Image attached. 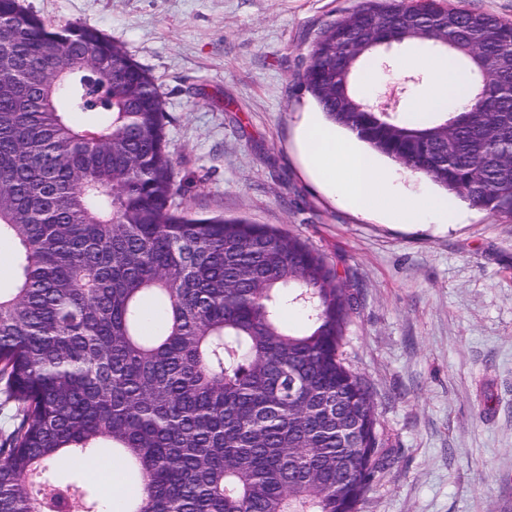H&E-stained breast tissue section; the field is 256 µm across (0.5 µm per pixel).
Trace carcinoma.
<instances>
[{"mask_svg": "<svg viewBox=\"0 0 512 512\" xmlns=\"http://www.w3.org/2000/svg\"><path fill=\"white\" fill-rule=\"evenodd\" d=\"M431 32L470 104L414 122L358 94L355 51ZM326 118L492 215L512 217V22L363 0L307 52ZM154 78L78 23L0 0V512H102L50 465L126 467V512H356L384 454L340 347L354 297L298 236L175 205ZM305 311L303 325L283 314ZM347 497H336V475ZM17 265V248L9 240L0 241V287L10 288V275ZM2 268V271H1ZM2 274V275H1Z\"/></svg>", "mask_w": 512, "mask_h": 512, "instance_id": "carcinoma-1", "label": "carcinoma"}]
</instances>
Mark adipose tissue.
I'll return each instance as SVG.
<instances>
[{"mask_svg":"<svg viewBox=\"0 0 512 512\" xmlns=\"http://www.w3.org/2000/svg\"><path fill=\"white\" fill-rule=\"evenodd\" d=\"M401 64L423 65L432 75L431 88L412 111L415 119L447 109L459 112L468 104L458 77L445 59L420 60L409 56ZM300 135L319 181L352 209L380 212L400 223L416 222L427 215L447 219V197L425 193L411 199L402 195L374 152L360 149L352 140L336 135L313 118L304 123Z\"/></svg>","mask_w":512,"mask_h":512,"instance_id":"1","label":"adipose tissue"}]
</instances>
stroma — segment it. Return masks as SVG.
<instances>
[{
	"mask_svg": "<svg viewBox=\"0 0 512 512\" xmlns=\"http://www.w3.org/2000/svg\"><path fill=\"white\" fill-rule=\"evenodd\" d=\"M361 0H23L80 22L154 78L183 204L300 236L348 275L343 356L367 384L385 459L360 512H512V217L462 199L453 224H395L341 205L300 141L320 31ZM411 107L429 80L385 68Z\"/></svg>",
	"mask_w": 512,
	"mask_h": 512,
	"instance_id": "obj_1",
	"label": "stroma"
}]
</instances>
